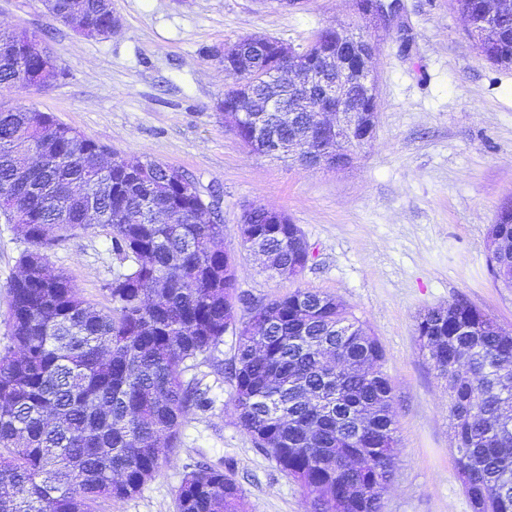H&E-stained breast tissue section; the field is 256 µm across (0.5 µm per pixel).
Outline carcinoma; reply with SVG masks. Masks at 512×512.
<instances>
[{
	"instance_id": "1",
	"label": "carcinoma",
	"mask_w": 512,
	"mask_h": 512,
	"mask_svg": "<svg viewBox=\"0 0 512 512\" xmlns=\"http://www.w3.org/2000/svg\"><path fill=\"white\" fill-rule=\"evenodd\" d=\"M49 14L92 36L112 0H47ZM467 36L492 64L512 66V0H463ZM36 34L0 25V87L51 88L57 74L28 52ZM266 57L224 48L244 103V136L302 137L314 114L293 111L288 81H249ZM188 179L100 144L18 102L0 105V221L28 248L10 284V345L0 350V512H93L100 499L139 494L176 447L206 391L184 374L235 330L232 401L254 446L294 479L311 512H381L394 472L397 428L383 351L335 297L307 288L249 299L237 318L236 278L224 224ZM95 202L112 251L128 263L108 290L112 308L85 299L51 268L49 251L83 224ZM241 245L295 278L310 247L282 211L257 207ZM494 282L512 289V201L486 237ZM422 352L450 397L456 462L474 512H512V333L460 300L417 322ZM233 475L212 466L184 474L176 512H243Z\"/></svg>"
}]
</instances>
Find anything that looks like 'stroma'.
<instances>
[{"label":"stroma","instance_id":"1","mask_svg":"<svg viewBox=\"0 0 512 512\" xmlns=\"http://www.w3.org/2000/svg\"><path fill=\"white\" fill-rule=\"evenodd\" d=\"M108 37L56 22L42 0H0V25L41 36L63 77L50 89L0 87L86 137L145 156L189 177L224 222L238 293L257 299L308 288L334 296L369 326L384 354L397 424L394 475L382 512H472L456 466L450 398L418 345L426 310L465 300L512 331V290L494 283L486 231L512 197V69L473 46L450 0H404L413 47L361 18L354 0H113ZM340 24L374 42L378 87L374 138L346 167L305 168L253 153L218 105L235 78L210 52L244 37L274 38L303 51L312 35ZM284 211L312 257L299 279L265 269L239 244L243 210ZM26 245L0 223V348L8 343L9 285ZM55 269L108 308L113 276L127 267L98 224L51 251ZM236 338L225 333L193 369L212 406L190 411L178 443L136 496L100 512H176L185 472L199 463L233 474L245 512H308V500L237 422L226 367Z\"/></svg>","mask_w":512,"mask_h":512}]
</instances>
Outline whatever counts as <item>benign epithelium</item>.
Returning a JSON list of instances; mask_svg holds the SVG:
<instances>
[{
  "label": "benign epithelium",
  "mask_w": 512,
  "mask_h": 512,
  "mask_svg": "<svg viewBox=\"0 0 512 512\" xmlns=\"http://www.w3.org/2000/svg\"><path fill=\"white\" fill-rule=\"evenodd\" d=\"M402 0H371L368 18L379 24L402 32ZM263 45L270 47L272 68L264 78L273 80L288 78L292 83V99L297 112L315 113V130L309 136L317 140L336 142L338 149L323 145L318 149V160L323 165H338L341 149L339 145L355 139V134L365 125L360 97L350 90V77L356 76L364 85L365 94L373 95L372 70L369 62L375 56L374 44L368 40L341 37L336 52L328 53L319 65L306 60L289 46L272 41ZM325 97L338 100L336 110L331 112L334 120H325L320 101Z\"/></svg>",
  "instance_id": "benign-epithelium-1"
}]
</instances>
